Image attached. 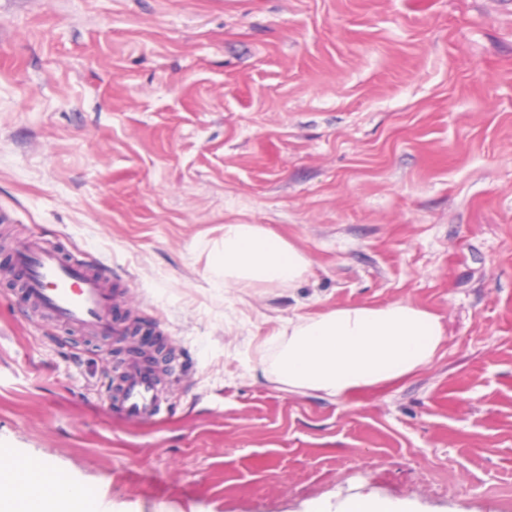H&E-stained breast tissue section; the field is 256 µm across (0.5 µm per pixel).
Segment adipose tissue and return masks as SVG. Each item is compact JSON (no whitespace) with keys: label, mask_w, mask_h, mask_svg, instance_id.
Instances as JSON below:
<instances>
[{"label":"adipose tissue","mask_w":512,"mask_h":512,"mask_svg":"<svg viewBox=\"0 0 512 512\" xmlns=\"http://www.w3.org/2000/svg\"><path fill=\"white\" fill-rule=\"evenodd\" d=\"M210 255L212 272L228 288L286 287L310 266L293 244L257 224L225 225ZM442 336L438 320L408 302L341 306L299 318L273 365L289 388L340 396L427 365ZM47 485L68 512H90L79 501L77 486L62 478L48 482L32 468L21 482L10 466H0V500L12 501L18 512H38Z\"/></svg>","instance_id":"obj_1"}]
</instances>
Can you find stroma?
<instances>
[{
  "label": "stroma",
  "mask_w": 512,
  "mask_h": 512,
  "mask_svg": "<svg viewBox=\"0 0 512 512\" xmlns=\"http://www.w3.org/2000/svg\"><path fill=\"white\" fill-rule=\"evenodd\" d=\"M227 224L308 271L214 287ZM31 234L178 368L170 419L112 414L128 345L0 277V462L109 512H512V0H0V264ZM398 301L442 326L429 365L342 396L273 370L298 317ZM408 507V504L400 501L362 494L345 500L336 506L334 512H413L405 510Z\"/></svg>",
  "instance_id": "stroma-1"
}]
</instances>
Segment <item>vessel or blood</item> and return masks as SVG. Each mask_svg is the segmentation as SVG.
<instances>
[{
	"label": "vessel or blood",
	"instance_id": "1",
	"mask_svg": "<svg viewBox=\"0 0 512 512\" xmlns=\"http://www.w3.org/2000/svg\"><path fill=\"white\" fill-rule=\"evenodd\" d=\"M13 263L23 275L26 297L55 322L95 336L122 337L111 315L114 294L99 269L68 260L35 238L15 252ZM107 400L113 412L142 423L163 419L171 405L159 373L141 356L121 366Z\"/></svg>",
	"mask_w": 512,
	"mask_h": 512
}]
</instances>
